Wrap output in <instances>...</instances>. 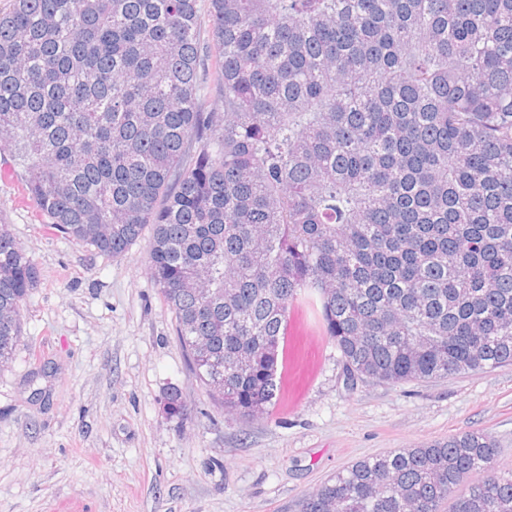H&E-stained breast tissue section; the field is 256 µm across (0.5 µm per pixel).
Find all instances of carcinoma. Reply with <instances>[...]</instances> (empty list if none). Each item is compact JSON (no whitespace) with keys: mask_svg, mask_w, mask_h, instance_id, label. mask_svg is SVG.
<instances>
[{"mask_svg":"<svg viewBox=\"0 0 512 512\" xmlns=\"http://www.w3.org/2000/svg\"><path fill=\"white\" fill-rule=\"evenodd\" d=\"M0 151L49 228L150 279L192 372L280 399L306 291L352 379L512 365V0H12ZM36 264L0 224V369ZM181 394L162 399L180 418ZM476 430L362 458L298 512H512Z\"/></svg>","mask_w":512,"mask_h":512,"instance_id":"obj_1","label":"carcinoma"}]
</instances>
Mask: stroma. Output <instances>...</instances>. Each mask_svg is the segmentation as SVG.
Here are the masks:
<instances>
[{"mask_svg": "<svg viewBox=\"0 0 512 512\" xmlns=\"http://www.w3.org/2000/svg\"><path fill=\"white\" fill-rule=\"evenodd\" d=\"M0 152V222L36 263L24 338L0 370V512H297L351 463L472 430L512 473V365L427 382H349L312 308L288 340L299 396L249 421L196 381L148 275L150 231L119 257L46 226ZM178 388L182 418L162 413Z\"/></svg>", "mask_w": 512, "mask_h": 512, "instance_id": "obj_1", "label": "stroma"}]
</instances>
